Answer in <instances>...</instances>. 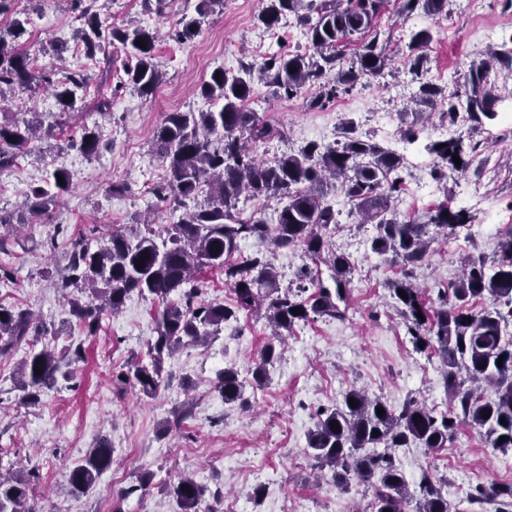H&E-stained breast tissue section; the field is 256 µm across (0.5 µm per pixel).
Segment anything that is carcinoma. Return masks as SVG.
Here are the masks:
<instances>
[{"instance_id": "carcinoma-1", "label": "carcinoma", "mask_w": 512, "mask_h": 512, "mask_svg": "<svg viewBox=\"0 0 512 512\" xmlns=\"http://www.w3.org/2000/svg\"><path fill=\"white\" fill-rule=\"evenodd\" d=\"M94 2L72 0L80 9L81 20L75 40L91 58L107 54L117 44L131 46L135 63L125 69L127 83L141 96L149 97L162 80L154 63L158 34L146 27H114L92 10ZM263 2L259 21L271 27L287 13L296 15L307 26L311 53L266 60L249 72L247 80L224 71L213 73L201 85L200 94L218 103V110L168 113L155 132L152 152L167 167L169 177L156 186L154 194L162 202L171 200L182 207V217L165 229L166 237L160 242L151 229L144 234L114 230L94 251L80 240L74 242L56 287L90 335L97 332L103 316L116 313L133 292L162 304L155 317L156 336L147 344L149 361L137 356L116 374L118 382L152 397L162 386L165 358L177 348L206 343L224 322L242 311L261 314L274 328L253 370L254 381L262 385L267 380V366L284 344V333L317 316L344 317L341 305L347 301L352 266L330 241V232L340 224V212L328 202L331 192L343 194L361 216V223L375 224L372 251L389 255L402 266V277L388 281L387 288L408 324L415 347L440 358L453 408L437 414L408 401L396 409L353 389L345 394L342 405L316 414L308 435V454L316 467L328 471L332 482L341 487H348L354 479L374 486L372 512H405V476L393 454L377 453L375 448H403L411 441L424 448H446L461 424L482 432L494 449L512 448V226L498 243V258L470 257L460 279L450 284L449 296L443 297L439 308L432 309L412 282L413 270L425 261L437 237H455L472 223L467 209L444 203L425 224L399 221L392 203L403 183L402 156L369 138L354 136L355 129L348 126L340 128V139L332 145L309 144L295 153L282 154L271 164L257 163L250 144L267 140L271 131L256 113L244 109L254 81L268 83L288 95L317 82L320 96L329 100L341 87L347 90L362 78L383 75L386 66L384 53L374 42L366 44L351 61L337 50L342 40L371 26L383 0H346L343 7L333 2L317 4L315 0ZM447 5L448 0H405L402 11L410 14L420 9L435 15ZM25 24L17 19L10 29L0 31V103L8 91L31 89L43 82L59 111L70 114L78 110L90 78L72 73L54 82L44 73L35 74L30 58L9 46L26 33ZM137 40L146 48L135 44ZM291 68L295 72H289ZM487 71L485 61L472 64L469 70L465 111L472 123L496 117L494 94L486 89ZM41 128L37 108L28 119L0 121V171L16 166ZM67 146L93 156L100 152L101 141L97 131L86 126L79 137L68 140ZM428 151L438 161L433 174L443 178L449 172H466L476 147L465 145L459 135L431 143ZM455 155L461 160L459 166L453 161ZM53 174L61 175L65 184L55 178L33 188L26 203L28 214H0V224L47 213L70 187L67 171L57 168ZM202 193L206 199L201 203L198 197ZM244 193L287 200L278 222L268 224L254 213L242 216L237 202ZM245 239L254 240L258 250L241 256L239 244ZM290 247L303 249L317 265H327L333 271L334 287L321 283L306 298L290 288L280 289L279 272L267 252ZM140 259L144 260L141 268L136 264ZM207 269L224 275V284L234 294L231 304L200 299L198 275ZM400 290L406 296H400ZM173 294L178 299H170ZM477 300L486 304L478 309L473 305ZM292 308L300 312L294 315ZM419 313L423 318L417 317ZM48 333V328L35 324L28 310L0 303V357L29 346L18 365V375L23 399L30 404L38 403L42 394L55 388L63 360H81L77 349L61 356L46 345L35 349V337ZM501 356L504 360L500 363ZM36 367L42 373H34ZM217 389L228 403L241 399L237 370H222ZM351 398L356 401L354 408L349 404ZM378 408L384 410L383 415L376 414ZM502 419L506 424L500 423ZM503 436L506 440L499 441ZM111 459L112 448L105 444L90 449L84 463L69 476L71 492L79 495L90 489ZM35 479L36 473L24 471L7 478L0 476V512H23ZM152 481L149 472L138 476L121 498L145 491ZM184 485L188 489H182ZM418 489L415 512H448V499L432 478L423 475ZM171 495L182 512H214L202 508L204 489L189 477L174 485ZM471 502L493 503L498 505L496 512H512V485L479 487Z\"/></svg>"}]
</instances>
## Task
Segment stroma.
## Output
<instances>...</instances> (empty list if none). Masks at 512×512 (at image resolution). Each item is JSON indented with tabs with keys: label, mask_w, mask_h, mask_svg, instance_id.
<instances>
[{
	"label": "stroma",
	"mask_w": 512,
	"mask_h": 512,
	"mask_svg": "<svg viewBox=\"0 0 512 512\" xmlns=\"http://www.w3.org/2000/svg\"><path fill=\"white\" fill-rule=\"evenodd\" d=\"M198 3L168 0L160 15L154 0H97L95 8L109 24L158 30L155 62L165 79L150 98L127 85L129 57L121 47L111 48L108 63L69 50L53 56L52 44L70 40L81 25L70 0H11L0 12L1 30L14 19H27L19 48L35 67L58 77L82 71L90 78L87 105L74 117L62 116L46 89L15 91L8 107L9 115L18 117L22 104L36 102L52 123L53 135L35 142L15 168L0 172V210L14 211L57 168L70 172L71 188L47 215L20 228L18 241L8 247L6 268L13 279L0 282V302L34 312L49 328L45 341L55 351L78 347L83 353L72 366L73 379L60 381L35 405L19 398L18 356L0 358V473L39 469L24 512H104L117 504L123 512H179L168 489L183 475L207 491H220L215 512H225L228 501L237 502L243 512H371L370 486L343 491L313 476L307 434L315 413L341 404L354 387L393 407L414 399L439 412L448 408L439 358L416 349L386 288L397 277L398 265L371 250L373 224L350 217V206L340 195L330 199L341 212L331 240L353 267L345 316L297 325L265 386H255L252 369L273 334L266 320L239 314L211 343L181 349L164 362L168 385L148 397L118 386L113 375L154 336L157 303L131 295L93 336L70 316L55 282L68 263L72 241L84 240L94 249L113 228L148 223L160 230L182 214L152 192L168 176L151 152L165 113L212 109L198 87L215 69L235 74L255 60L308 51L306 28L296 16L281 19L276 26L280 41L266 44L259 0H223L203 17L197 14ZM399 9V0H386L370 30L388 58L383 76L362 81L318 107L313 104L317 86L286 96L258 83L245 108L274 132L269 141L256 144L259 160H273L310 141L333 143L339 124L350 120L359 134L395 144L409 163L393 203L398 219L425 221L428 211L448 199L471 212L480 232L434 244L414 271L416 283L433 301L439 288L460 277L468 256L495 257L500 234L512 226V121L506 119L512 114V63L502 59L488 70L496 117L483 126H473L462 114L449 121L446 104L439 102L426 107L425 119L408 139L402 113L422 83L437 84L449 95L464 94L471 62L492 50H512V0H448L447 9L436 16L420 11L406 16ZM185 17L199 18L200 24L191 40L179 43L169 33ZM424 28L433 38L420 49L424 70L415 72L406 59L407 44L412 32ZM107 64L112 76L103 87L99 78ZM102 98L110 103L108 111L96 108ZM86 125L97 126L104 144L94 158L65 147ZM458 135L477 146L473 166L462 176L435 179L427 144ZM111 182L124 184L125 193L105 194ZM229 364L240 372L246 405L225 403L216 389L219 372ZM185 407L191 408V417L169 428L174 413ZM103 439L112 449L110 471L88 495L65 492L70 471ZM393 454L410 493H417L421 476L430 474L447 497L449 512H471L468 496L478 487L512 484V450L490 448L464 424L447 448L412 444ZM142 471L153 472L150 487L120 499Z\"/></svg>",
	"instance_id": "obj_1"
}]
</instances>
